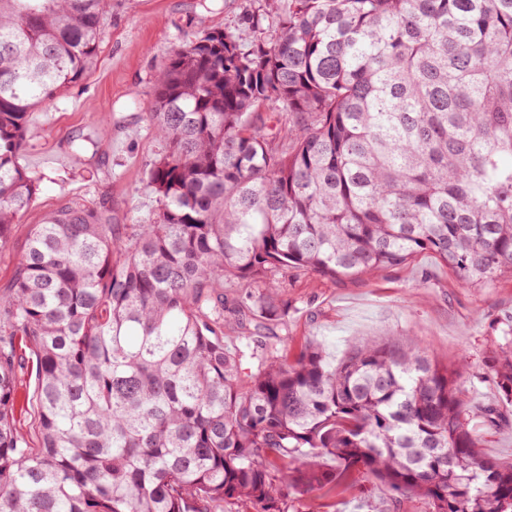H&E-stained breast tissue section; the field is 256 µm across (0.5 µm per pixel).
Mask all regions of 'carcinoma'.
<instances>
[{
  "label": "carcinoma",
  "instance_id": "1",
  "mask_svg": "<svg viewBox=\"0 0 512 512\" xmlns=\"http://www.w3.org/2000/svg\"><path fill=\"white\" fill-rule=\"evenodd\" d=\"M111 7L0 0V244L39 190L30 114L84 76ZM270 104L291 117L272 138ZM145 116L154 221L120 234L104 206L61 207L0 292V512H289L288 486L355 471L429 512H512V462L484 457L459 371L417 344L356 339L334 366L244 324L224 344L227 313L284 324L290 272L431 253L467 288L512 278V0H260L174 50ZM498 330L485 364L508 406L512 319ZM18 356L14 419L16 427L20 431L26 432L31 419L30 400L36 389V358L24 343H20Z\"/></svg>",
  "mask_w": 512,
  "mask_h": 512
}]
</instances>
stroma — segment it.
<instances>
[{"instance_id": "stroma-1", "label": "stroma", "mask_w": 512, "mask_h": 512, "mask_svg": "<svg viewBox=\"0 0 512 512\" xmlns=\"http://www.w3.org/2000/svg\"><path fill=\"white\" fill-rule=\"evenodd\" d=\"M253 0H112L96 60L83 78L30 115L20 158L41 175L30 209L0 244V290L8 286L31 224L43 213L71 202L105 204L121 232L151 221L157 207L146 188V169L161 151L145 114L154 96V76L172 51L210 29L239 24ZM97 148L74 153L94 130ZM282 289L290 303L285 326L270 344L287 337L289 355L313 342L330 362L341 360L351 338L416 343L432 358L461 368L473 425L483 454L512 462V406L498 426L484 411L497 405L496 386L485 360L496 320L512 316V280L466 288L432 255L362 280L327 281L289 274ZM15 424L27 430L36 389V358L18 348ZM293 512H428L424 501L402 499L380 482L353 473L334 493L316 490L294 501Z\"/></svg>"}]
</instances>
